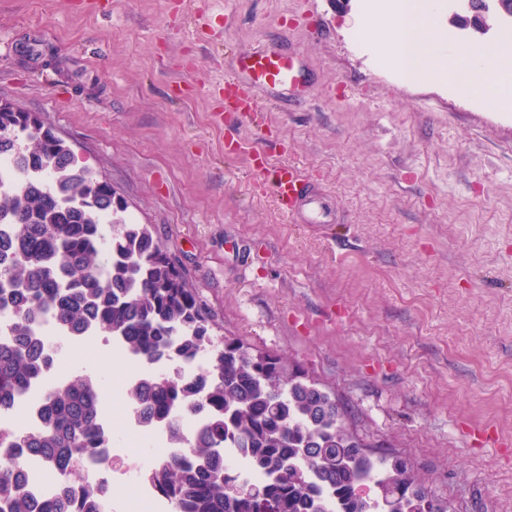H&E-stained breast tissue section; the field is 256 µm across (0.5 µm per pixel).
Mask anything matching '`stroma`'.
<instances>
[{"mask_svg": "<svg viewBox=\"0 0 512 512\" xmlns=\"http://www.w3.org/2000/svg\"><path fill=\"white\" fill-rule=\"evenodd\" d=\"M383 0H0V99L39 113L176 257L221 336L333 392L348 426L405 455L450 512H512V106L405 81L355 37ZM441 49L489 44L439 5ZM289 49L303 103L216 121L236 56ZM322 185L296 224L227 142ZM61 364L110 388L104 337ZM491 425L503 445L467 446Z\"/></svg>", "mask_w": 512, "mask_h": 512, "instance_id": "1", "label": "stroma"}]
</instances>
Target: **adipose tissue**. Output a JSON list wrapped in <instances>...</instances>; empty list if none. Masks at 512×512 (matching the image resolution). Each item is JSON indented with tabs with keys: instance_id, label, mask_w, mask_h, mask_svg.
I'll list each match as a JSON object with an SVG mask.
<instances>
[{
	"instance_id": "ef3b65f1",
	"label": "adipose tissue",
	"mask_w": 512,
	"mask_h": 512,
	"mask_svg": "<svg viewBox=\"0 0 512 512\" xmlns=\"http://www.w3.org/2000/svg\"><path fill=\"white\" fill-rule=\"evenodd\" d=\"M356 33L374 39L406 80H449L458 71L471 69L476 77L469 90L480 95L484 105L492 109L512 105V42L483 52L478 67L467 52L439 56L440 31L424 0H391L383 16L368 17Z\"/></svg>"
}]
</instances>
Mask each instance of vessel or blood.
Returning <instances> with one entry per match:
<instances>
[{
  "mask_svg": "<svg viewBox=\"0 0 512 512\" xmlns=\"http://www.w3.org/2000/svg\"><path fill=\"white\" fill-rule=\"evenodd\" d=\"M234 65L239 76L224 81L223 110L247 119L253 125L262 123L256 92H264L272 98L286 93L297 100L307 94L298 58L289 52L261 49L237 57ZM252 161L287 217L306 224L334 220L335 215L328 207L324 191L299 166L290 162L274 166L260 153L254 154Z\"/></svg>",
  "mask_w": 512,
  "mask_h": 512,
  "instance_id": "1",
  "label": "vessel or blood"
}]
</instances>
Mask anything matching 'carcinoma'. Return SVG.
Segmentation results:
<instances>
[{"label":"carcinoma","mask_w":512,"mask_h":512,"mask_svg":"<svg viewBox=\"0 0 512 512\" xmlns=\"http://www.w3.org/2000/svg\"><path fill=\"white\" fill-rule=\"evenodd\" d=\"M29 112H1L0 156L19 159V185L0 190V308L12 307L0 340V398L23 396L50 368L37 335L50 323L69 342L107 336L148 371L130 397L146 422L181 436L202 412L189 456L154 462L143 474L170 512H443L412 466L395 453L360 456L350 445L339 402L288 361L213 333L208 313L174 256L124 200L50 132H33ZM110 221L103 223L100 216ZM207 354L185 378L152 367ZM41 422L21 434V452L0 457V512H105L94 486L82 510L71 501L36 504L20 480L26 461L64 480L99 458L112 438L102 388L71 376L43 393ZM244 453L249 479L226 463Z\"/></svg>","instance_id":"cac0c4a2"}]
</instances>
